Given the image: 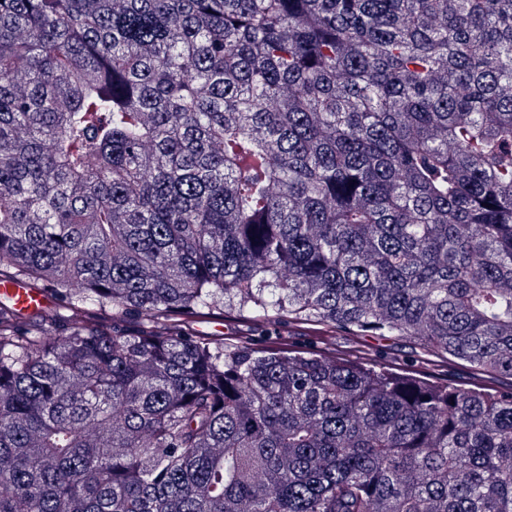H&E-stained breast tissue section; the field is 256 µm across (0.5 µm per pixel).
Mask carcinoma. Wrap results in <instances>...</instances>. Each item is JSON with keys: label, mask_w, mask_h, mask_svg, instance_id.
Wrapping results in <instances>:
<instances>
[{"label": "carcinoma", "mask_w": 512, "mask_h": 512, "mask_svg": "<svg viewBox=\"0 0 512 512\" xmlns=\"http://www.w3.org/2000/svg\"><path fill=\"white\" fill-rule=\"evenodd\" d=\"M0 512H512V0H0ZM136 329L119 326L128 315ZM0 299L13 302L15 309L25 314L40 311L47 304V297L41 289L32 288L27 283L13 280L0 282ZM212 322H202L197 327V332L202 336H213L224 340V345L230 346L242 335V320L232 314H226L221 318L209 319ZM276 329L280 330V334L283 335L284 343H288L290 347H298V348H305L310 347L315 343V337L314 336H304L309 335V332H302V333H292L289 332L290 336H287L288 333L285 329V327H277ZM273 328H267V327H259L256 328L253 332H251L253 335L252 338H254L256 341H254L255 345L257 347H263L266 346L269 342H271L273 339L277 338L278 336L275 333V330ZM271 333L272 336H265V333ZM359 345L367 358L377 367L397 373H413L433 380H447L457 385L481 384L488 389H502L510 385L511 379L500 381L494 376L476 378L471 371L455 363H438L428 360L414 346L395 336H362ZM429 359H432L431 357Z\"/></svg>", "instance_id": "carcinoma-1"}]
</instances>
